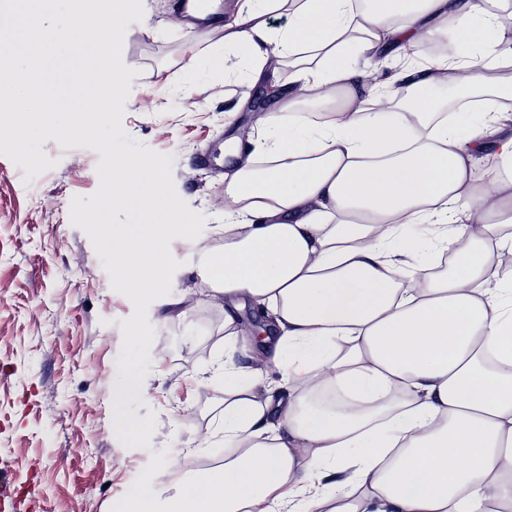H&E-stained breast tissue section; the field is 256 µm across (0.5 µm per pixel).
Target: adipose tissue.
<instances>
[{
	"label": "adipose tissue",
	"instance_id": "ef3b65f1",
	"mask_svg": "<svg viewBox=\"0 0 512 512\" xmlns=\"http://www.w3.org/2000/svg\"><path fill=\"white\" fill-rule=\"evenodd\" d=\"M507 2L244 0L223 52L190 57L191 78L226 76L231 53L251 82L291 75L258 137L224 143V242L199 270L230 335L244 304L272 315L262 344L288 398L225 354L238 453L169 512H512ZM448 32L455 52L433 53ZM437 86L468 116L442 119Z\"/></svg>",
	"mask_w": 512,
	"mask_h": 512
}]
</instances>
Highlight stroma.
<instances>
[{
    "mask_svg": "<svg viewBox=\"0 0 512 512\" xmlns=\"http://www.w3.org/2000/svg\"><path fill=\"white\" fill-rule=\"evenodd\" d=\"M144 18L128 26L123 61L136 69L123 127L144 146L173 158L178 195L206 216L193 241L170 243L181 266L169 295L153 301L155 331L137 418L155 413L146 448H128L112 429V386L131 301L115 291L89 237L70 221L73 197L99 187L98 152L41 149L56 167L32 181L0 155V471L17 512H136L169 501L196 473L190 461L222 449L228 350L247 339L224 333V303L196 274L205 244L224 235V169L202 166L199 149L227 137L228 105L252 96L246 63L232 57V74L186 81L191 55L224 44L222 23L182 27L173 0H143ZM182 461L181 480L165 476Z\"/></svg>",
    "mask_w": 512,
    "mask_h": 512,
    "instance_id": "1",
    "label": "stroma"
}]
</instances>
